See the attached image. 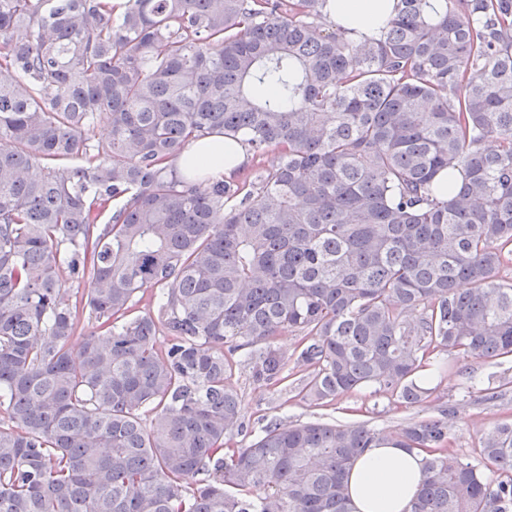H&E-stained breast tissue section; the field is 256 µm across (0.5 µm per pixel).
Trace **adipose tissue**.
I'll list each match as a JSON object with an SVG mask.
<instances>
[{
    "mask_svg": "<svg viewBox=\"0 0 512 512\" xmlns=\"http://www.w3.org/2000/svg\"><path fill=\"white\" fill-rule=\"evenodd\" d=\"M391 10L389 0H333L331 19L348 37L378 34ZM188 158L202 160L206 172L231 178L244 168L249 154L244 142L207 138L192 142ZM423 454L384 445L365 451L352 465L348 489L353 512H407L422 479Z\"/></svg>",
    "mask_w": 512,
    "mask_h": 512,
    "instance_id": "ef3b65f1",
    "label": "adipose tissue"
}]
</instances>
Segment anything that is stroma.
Masks as SVG:
<instances>
[{"instance_id": "35a3bbf8", "label": "stroma", "mask_w": 512, "mask_h": 512, "mask_svg": "<svg viewBox=\"0 0 512 512\" xmlns=\"http://www.w3.org/2000/svg\"><path fill=\"white\" fill-rule=\"evenodd\" d=\"M468 374L474 377L476 389L486 388L489 379L504 375L512 377V357L487 361L456 358L448 374L437 381L433 395L425 403L408 407L395 405L385 396L368 390L320 406H310L296 398L293 392L253 382L248 370L240 365L235 369L232 382L242 394L248 430L239 434L237 440L250 442L274 418L288 423L366 421L377 429L391 431L401 423L421 419L437 413L442 406L454 404L458 407L450 422L454 449L462 458L471 461L478 456L482 432L499 422L512 420V393L502 401H475L463 388L464 377Z\"/></svg>"}]
</instances>
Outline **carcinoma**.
<instances>
[{
    "instance_id": "carcinoma-1",
    "label": "carcinoma",
    "mask_w": 512,
    "mask_h": 512,
    "mask_svg": "<svg viewBox=\"0 0 512 512\" xmlns=\"http://www.w3.org/2000/svg\"><path fill=\"white\" fill-rule=\"evenodd\" d=\"M326 5L0 0V512H352L381 445L425 455L409 512H512V423L471 462L454 404L234 441L235 355L276 387L285 332L314 406L512 355V0H395L356 41ZM208 136L278 164L182 173Z\"/></svg>"
}]
</instances>
